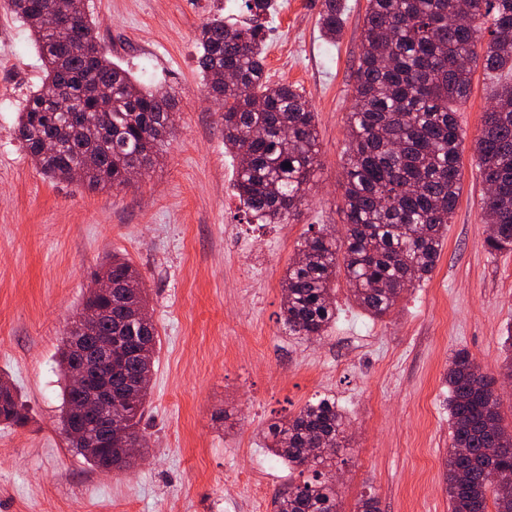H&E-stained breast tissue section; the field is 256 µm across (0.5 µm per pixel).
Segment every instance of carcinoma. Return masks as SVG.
Here are the masks:
<instances>
[{
    "mask_svg": "<svg viewBox=\"0 0 512 512\" xmlns=\"http://www.w3.org/2000/svg\"><path fill=\"white\" fill-rule=\"evenodd\" d=\"M67 31L52 30L43 0H7L28 26L44 63V82L19 112L16 138L35 166L50 177L91 189L127 186L134 164L151 166L171 132L169 91L140 84L97 43L85 0H68ZM276 0H243L253 18L271 15ZM343 0H321L319 25L334 39L343 27ZM364 37L354 70L353 110L348 113L341 185L344 233L321 229L297 242V259L283 278L280 321L290 336L324 335L336 322V279L350 296L382 319L404 291L426 280L440 256L461 192L462 137L453 105L468 99L472 69L509 78L499 83L475 141L482 182L500 189L482 199L485 223L494 230L488 250H512V0H368ZM197 63L209 95L220 103L224 145L239 163L234 187L252 224H287L306 203L319 166L315 112L288 83L264 76L265 32L214 17L196 36ZM88 43L94 56L73 51ZM56 141L48 156L44 143ZM291 167L286 168L284 164ZM112 284L99 297L102 336H124L135 356L112 380L120 393L153 365L158 331L148 311L140 273L112 256L94 272ZM451 438L447 484L450 512H512V429L502 424L496 378L472 356L454 353L445 373ZM149 385L126 411V428L139 436ZM28 422L16 389H0V422ZM347 417L322 398L280 419L265 435L268 452L313 478L274 498L275 512H341L336 487L320 479L333 467L328 448L346 445ZM95 468L133 467L117 449L87 454ZM497 448L495 455L487 449Z\"/></svg>",
    "mask_w": 512,
    "mask_h": 512,
    "instance_id": "obj_1",
    "label": "carcinoma"
}]
</instances>
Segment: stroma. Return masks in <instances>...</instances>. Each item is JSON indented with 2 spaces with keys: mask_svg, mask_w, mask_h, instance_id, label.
Instances as JSON below:
<instances>
[{
  "mask_svg": "<svg viewBox=\"0 0 512 512\" xmlns=\"http://www.w3.org/2000/svg\"><path fill=\"white\" fill-rule=\"evenodd\" d=\"M112 61L141 84L170 88L173 134L157 162L117 190L43 175L15 137L42 62L25 23L0 4V375L29 409L0 423V512H274L304 480L265 447L268 426L322 397L347 416L337 449L342 512L365 495L379 512H448L452 355L496 370L512 326V251L488 252L474 143L493 93L483 69L458 108L462 190L429 279L375 320L336 280V321L321 337L285 335L283 276L310 227L341 230L340 185L354 66L367 0H345L336 40L320 0H278L264 17L269 83L301 88L316 113L320 165L287 224H251L233 187L222 109L197 66L209 18H241V0H86ZM131 262L160 345L141 423L144 459L106 474L61 426L63 340L105 256Z\"/></svg>",
  "mask_w": 512,
  "mask_h": 512,
  "instance_id": "obj_1",
  "label": "stroma"
}]
</instances>
